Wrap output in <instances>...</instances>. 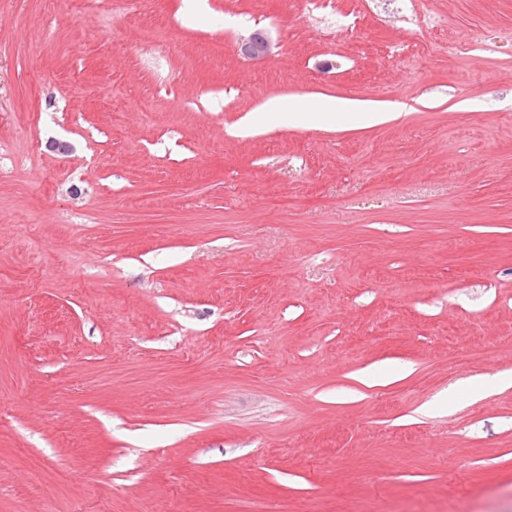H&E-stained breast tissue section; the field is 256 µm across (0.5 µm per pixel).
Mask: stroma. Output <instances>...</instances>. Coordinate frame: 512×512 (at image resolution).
<instances>
[{"label": "stroma", "instance_id": "1", "mask_svg": "<svg viewBox=\"0 0 512 512\" xmlns=\"http://www.w3.org/2000/svg\"><path fill=\"white\" fill-rule=\"evenodd\" d=\"M334 3L0 0V512H512V0ZM305 9L310 13H318L320 15L321 22L330 28H336L337 30H346L353 27L356 23L357 16L353 13H343L339 11H323L319 0H305L303 1ZM270 51V40L263 31H254L248 37L240 40L237 52L243 56L260 58ZM364 108L357 102L345 101L340 106L336 102L319 99L310 100L306 104L308 112H316L320 120L324 122H335L336 120H348L353 112H360Z\"/></svg>", "mask_w": 512, "mask_h": 512}]
</instances>
